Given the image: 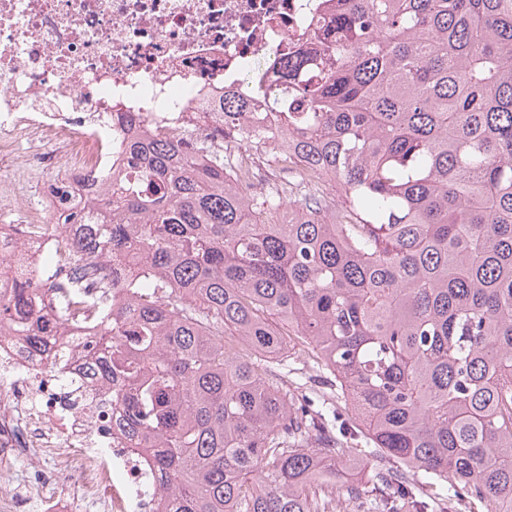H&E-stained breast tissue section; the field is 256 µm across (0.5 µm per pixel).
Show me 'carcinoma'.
<instances>
[{"instance_id":"obj_1","label":"carcinoma","mask_w":512,"mask_h":512,"mask_svg":"<svg viewBox=\"0 0 512 512\" xmlns=\"http://www.w3.org/2000/svg\"><path fill=\"white\" fill-rule=\"evenodd\" d=\"M335 2L262 92L295 180L254 195L249 157L233 175L208 138L144 128L136 178L63 237L143 264H80L103 291L57 302L105 320L97 377L151 451L159 512H336L318 469L349 512H512V0ZM243 115L224 100L218 130L265 144ZM28 299H0V332Z\"/></svg>"}]
</instances>
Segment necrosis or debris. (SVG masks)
Returning <instances> with one entry per match:
<instances>
[{
    "mask_svg": "<svg viewBox=\"0 0 512 512\" xmlns=\"http://www.w3.org/2000/svg\"><path fill=\"white\" fill-rule=\"evenodd\" d=\"M329 0H0V297L21 283L29 312L56 330L57 347L30 346L27 330L0 336V470L31 468L19 491L66 475L77 496H46L42 512H157L158 475L119 426L120 406L91 385L101 320L58 307L75 279L59 258L60 223L80 212L96 175L127 170L128 120L159 133L198 134L197 115L233 95L275 125L257 91L290 51L312 46ZM37 183L38 200L27 187Z\"/></svg>",
    "mask_w": 512,
    "mask_h": 512,
    "instance_id": "4bbe7bcc",
    "label": "necrosis or debris"
}]
</instances>
